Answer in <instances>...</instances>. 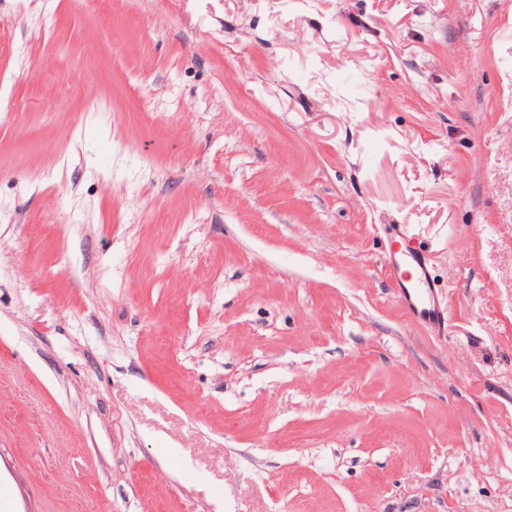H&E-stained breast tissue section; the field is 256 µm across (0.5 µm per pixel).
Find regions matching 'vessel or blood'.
<instances>
[{
	"label": "vessel or blood",
	"mask_w": 512,
	"mask_h": 512,
	"mask_svg": "<svg viewBox=\"0 0 512 512\" xmlns=\"http://www.w3.org/2000/svg\"><path fill=\"white\" fill-rule=\"evenodd\" d=\"M388 273L397 284L410 318L434 333L445 327L446 307L437 296L427 262L405 231L394 229L388 251Z\"/></svg>",
	"instance_id": "vessel-or-blood-1"
}]
</instances>
